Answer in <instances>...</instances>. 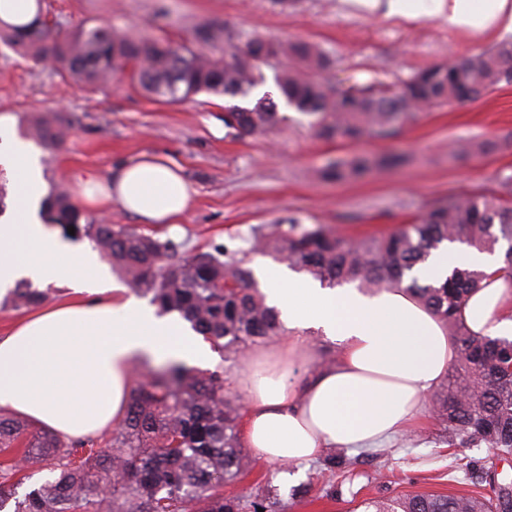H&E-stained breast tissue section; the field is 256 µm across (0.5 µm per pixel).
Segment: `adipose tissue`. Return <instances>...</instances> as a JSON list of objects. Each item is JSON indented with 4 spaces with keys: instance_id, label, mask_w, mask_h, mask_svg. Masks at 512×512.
Instances as JSON below:
<instances>
[{
    "instance_id": "ef3b65f1",
    "label": "adipose tissue",
    "mask_w": 512,
    "mask_h": 512,
    "mask_svg": "<svg viewBox=\"0 0 512 512\" xmlns=\"http://www.w3.org/2000/svg\"><path fill=\"white\" fill-rule=\"evenodd\" d=\"M385 16L424 12L449 27L512 34V0H364ZM0 166L18 178L13 216L0 224V297L23 279L71 290L62 303L31 312L0 338V408L65 438L119 424L132 385L129 367L142 357L209 363L202 338L176 318L156 316L116 282L90 247L64 239L40 215L36 155L0 126ZM81 198L91 208L119 204L143 224H175L194 190L175 163L144 154L106 179L87 175ZM504 258L450 248L426 269L434 279L453 267L486 277L459 311L483 336L512 338V276ZM269 304L287 332L269 349L247 353L237 378L243 397L244 447L269 463L303 469L327 450L388 448L420 431L428 397L447 377L457 349L441 320L409 294H363L323 288L287 269L258 267ZM321 333L338 353L334 364L297 372Z\"/></svg>"
}]
</instances>
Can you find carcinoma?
Here are the masks:
<instances>
[{
    "label": "carcinoma",
    "instance_id": "obj_1",
    "mask_svg": "<svg viewBox=\"0 0 512 512\" xmlns=\"http://www.w3.org/2000/svg\"><path fill=\"white\" fill-rule=\"evenodd\" d=\"M41 15L17 24L0 21V44L50 62L54 76L90 92L125 74L141 92L169 103L202 93L246 100L263 84V67L274 58L290 59L297 67L276 75L286 105L309 117L321 137L350 143L393 136L420 112L472 101L512 83V42L431 65L397 90L377 92L370 86L326 85L317 74L328 58L308 42L255 37L239 47L224 30L201 27L195 42L176 43L107 22L54 35ZM277 109L266 94L250 107L231 106L224 125L240 138L263 135L278 121ZM70 126L59 114L37 113L27 121L25 136L52 150ZM398 163L395 155L379 160L355 155L336 159L324 173L357 178L376 165ZM497 181V194L450 197L409 224L356 237L290 217L270 229L254 228L249 251L271 255L324 287L401 288L413 295L444 322L457 348L454 370L431 394L444 442L450 448H489L507 458L512 456V339L472 334L458 317L485 273L454 268L435 281L418 275L446 242L490 252L503 247V272L512 275V170L500 172ZM43 202L49 203V224L66 238L88 241L157 315L176 314L202 336L221 364L213 369L178 360L135 365L125 418L106 439L66 441L0 409V512H270V497L258 487L224 495V484L250 471L252 457L239 438L240 406L224 396L223 363L235 364L285 331L246 257L221 244L190 255L184 240L147 234L131 224H103L83 214L59 183H51ZM51 300L52 289L23 281L0 302V310L30 311ZM356 458L371 466L366 477L374 481L389 464L383 449ZM350 465L344 451L325 456L322 471L331 477L325 494L343 496V485L357 477ZM448 468L463 472L473 490L368 500L360 503L362 512H512V496L478 491L495 485V467L455 455ZM43 472L50 478L33 480Z\"/></svg>",
    "mask_w": 512,
    "mask_h": 512
}]
</instances>
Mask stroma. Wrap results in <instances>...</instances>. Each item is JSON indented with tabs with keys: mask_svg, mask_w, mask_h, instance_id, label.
I'll use <instances>...</instances> for the list:
<instances>
[{
	"mask_svg": "<svg viewBox=\"0 0 512 512\" xmlns=\"http://www.w3.org/2000/svg\"><path fill=\"white\" fill-rule=\"evenodd\" d=\"M42 7L66 32L98 19L133 33L190 41L198 24L212 23L231 31L241 46L257 36L311 42L332 60L321 75L332 87L348 80L395 87L421 68L503 41L491 29L452 30L426 15L385 17L346 0H43ZM227 104L206 94L165 103L142 94L124 75L91 93L0 46V123L17 130L36 111L72 122L67 140L52 151L48 177L71 192L79 177H106L144 153L171 159L196 194L181 223L155 233L186 241L191 252L227 241L248 250L253 228L291 216L328 225L343 237L407 224L448 197L497 191V173L512 169V84L419 113L395 137L355 144L319 137L309 119L287 107L271 132L241 139L224 125ZM391 153L401 156L400 165L374 168L361 179L323 174L334 158ZM426 432L429 443L390 448L382 480L357 479L353 493L339 500L317 488L305 498L292 497L290 486L275 482L279 465L260 460L224 491L271 489L284 512H353L356 501L369 498L466 491L462 473L448 470L438 420H430Z\"/></svg>",
	"mask_w": 512,
	"mask_h": 512,
	"instance_id": "stroma-1",
	"label": "stroma"
}]
</instances>
